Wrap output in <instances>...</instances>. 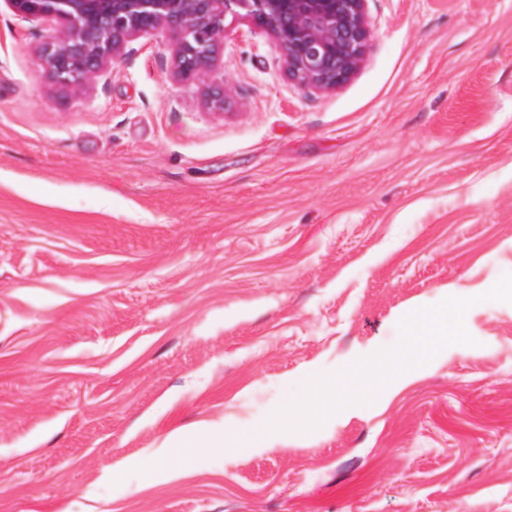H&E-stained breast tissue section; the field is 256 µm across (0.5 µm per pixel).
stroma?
Here are the masks:
<instances>
[{"label": "stroma", "mask_w": 512, "mask_h": 512, "mask_svg": "<svg viewBox=\"0 0 512 512\" xmlns=\"http://www.w3.org/2000/svg\"><path fill=\"white\" fill-rule=\"evenodd\" d=\"M365 22L320 91L227 19L220 111L164 28L59 87L33 65L53 24L0 0V512H512V304L373 403L254 437L309 374L512 272V0ZM219 419L228 448L159 472ZM154 452V463L166 467L173 455L185 453L192 448H211L224 451V422L202 423L193 430H177L167 435Z\"/></svg>", "instance_id": "1"}]
</instances>
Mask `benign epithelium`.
I'll return each mask as SVG.
<instances>
[{
  "label": "benign epithelium",
  "mask_w": 512,
  "mask_h": 512,
  "mask_svg": "<svg viewBox=\"0 0 512 512\" xmlns=\"http://www.w3.org/2000/svg\"><path fill=\"white\" fill-rule=\"evenodd\" d=\"M18 15L61 29L33 60L61 87L104 72L128 44L160 28L174 38L183 81L208 78L226 17L240 15L270 32L298 86L329 90L346 82L367 43L365 0H9Z\"/></svg>",
  "instance_id": "benign-epithelium-1"
}]
</instances>
